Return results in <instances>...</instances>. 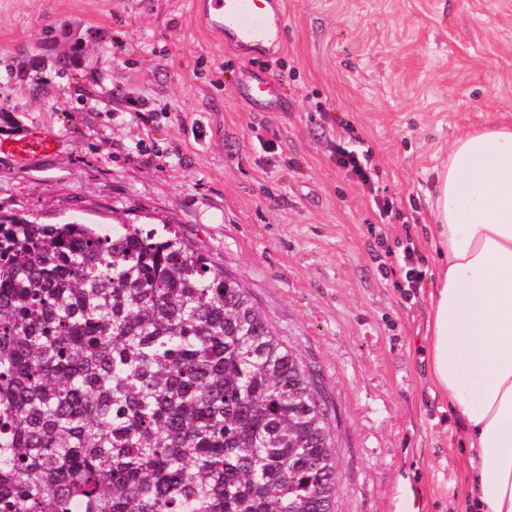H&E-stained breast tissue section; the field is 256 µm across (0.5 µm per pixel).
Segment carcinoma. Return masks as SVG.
Here are the masks:
<instances>
[{
  "instance_id": "1",
  "label": "carcinoma",
  "mask_w": 512,
  "mask_h": 512,
  "mask_svg": "<svg viewBox=\"0 0 512 512\" xmlns=\"http://www.w3.org/2000/svg\"><path fill=\"white\" fill-rule=\"evenodd\" d=\"M314 379L168 224L0 214V512H322Z\"/></svg>"
}]
</instances>
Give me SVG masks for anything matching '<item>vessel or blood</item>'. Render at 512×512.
Returning a JSON list of instances; mask_svg holds the SVG:
<instances>
[{"instance_id": "b4317fda", "label": "vessel or blood", "mask_w": 512, "mask_h": 512, "mask_svg": "<svg viewBox=\"0 0 512 512\" xmlns=\"http://www.w3.org/2000/svg\"><path fill=\"white\" fill-rule=\"evenodd\" d=\"M196 12L226 46L244 55L274 53L282 47L284 0H196ZM241 95L255 109L275 105L274 88L266 76L251 73L242 82ZM55 142L39 131L0 141V152L23 162L34 155L53 153Z\"/></svg>"}]
</instances>
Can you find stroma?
I'll return each instance as SVG.
<instances>
[{
	"label": "stroma",
	"mask_w": 512,
	"mask_h": 512,
	"mask_svg": "<svg viewBox=\"0 0 512 512\" xmlns=\"http://www.w3.org/2000/svg\"><path fill=\"white\" fill-rule=\"evenodd\" d=\"M192 2L0 0V139L56 141L0 153V213L175 225L317 380L337 512H461L468 450L427 375L429 197L456 138L512 124V0H285L283 49L247 58ZM246 71L279 106L251 110ZM346 145L369 184L337 164ZM379 222L419 251L411 298L377 268ZM54 151V140L40 131H30L21 138L0 141V152L12 155L19 162L33 155L51 154Z\"/></svg>",
	"instance_id": "obj_1"
}]
</instances>
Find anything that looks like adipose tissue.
Listing matches in <instances>:
<instances>
[{
  "label": "adipose tissue",
  "mask_w": 512,
  "mask_h": 512,
  "mask_svg": "<svg viewBox=\"0 0 512 512\" xmlns=\"http://www.w3.org/2000/svg\"><path fill=\"white\" fill-rule=\"evenodd\" d=\"M431 209L429 380L464 425L471 512H512V125L453 142Z\"/></svg>",
  "instance_id": "adipose-tissue-1"
}]
</instances>
